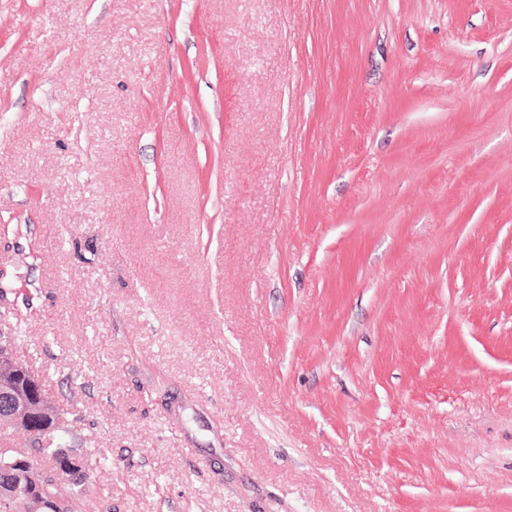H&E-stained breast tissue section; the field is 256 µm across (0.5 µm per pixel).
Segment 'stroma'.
Returning <instances> with one entry per match:
<instances>
[{
    "label": "stroma",
    "mask_w": 512,
    "mask_h": 512,
    "mask_svg": "<svg viewBox=\"0 0 512 512\" xmlns=\"http://www.w3.org/2000/svg\"><path fill=\"white\" fill-rule=\"evenodd\" d=\"M1 288L83 512H512V0H0Z\"/></svg>",
    "instance_id": "stroma-1"
}]
</instances>
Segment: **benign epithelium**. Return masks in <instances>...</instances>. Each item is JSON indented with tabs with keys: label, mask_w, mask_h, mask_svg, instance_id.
Segmentation results:
<instances>
[{
	"label": "benign epithelium",
	"mask_w": 512,
	"mask_h": 512,
	"mask_svg": "<svg viewBox=\"0 0 512 512\" xmlns=\"http://www.w3.org/2000/svg\"><path fill=\"white\" fill-rule=\"evenodd\" d=\"M52 405L43 393L42 380L35 373L19 370L15 355V342L11 331L0 329V424L28 433L41 428L54 429ZM0 453L11 458L1 487L9 492L0 500L22 495L25 510L35 512H62L61 503L47 493L48 483L59 481L81 482L87 478L88 467L83 458L75 454L61 455L50 474L44 473L30 457L14 455L9 448Z\"/></svg>",
	"instance_id": "obj_1"
}]
</instances>
